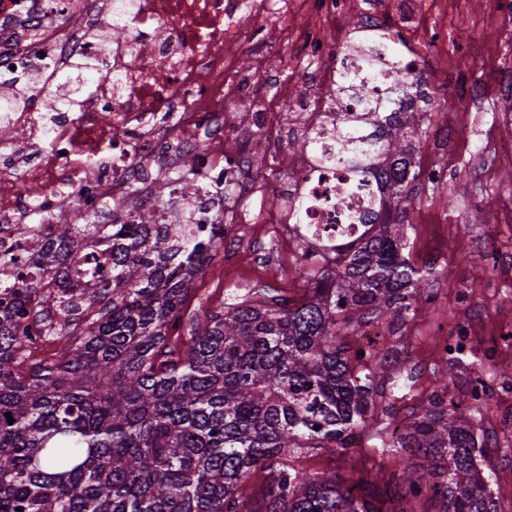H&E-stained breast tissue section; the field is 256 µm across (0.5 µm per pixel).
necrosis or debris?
<instances>
[{
  "mask_svg": "<svg viewBox=\"0 0 512 512\" xmlns=\"http://www.w3.org/2000/svg\"><path fill=\"white\" fill-rule=\"evenodd\" d=\"M344 0H0V250L16 255L20 269L0 272V288L17 272L36 273L42 263L36 241L55 225L72 222L56 198L77 194L84 212L134 224L143 211L157 224L184 212L195 224L224 227V251L234 260L242 241L235 208L222 206L225 186L237 201L255 194L245 178L252 165L241 153L226 160L225 146L238 139L236 114L245 94L258 95L252 123L264 127L280 117V146L300 133L304 121L321 130V144L335 149L332 103L288 88L281 74L253 78L240 73L224 50L226 32L248 41L268 19H277L274 48L283 68L332 58L335 31L309 33L294 20L311 9L333 16ZM115 25L128 31L123 42L92 40L94 31ZM107 57L110 67L92 87L70 88L73 106L48 111L40 89L69 73L78 57ZM125 135L113 136L115 126ZM24 129L21 139L6 135ZM201 154L205 177L192 201L173 195L157 206L145 183L150 164H164L175 152ZM281 185L283 205L272 222L295 237L310 225L321 240L365 209L366 200L348 195L336 201L342 172L319 166L306 155L288 162ZM132 185L140 194H129Z\"/></svg>",
  "mask_w": 512,
  "mask_h": 512,
  "instance_id": "obj_1",
  "label": "necrosis or debris"
}]
</instances>
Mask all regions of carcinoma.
Masks as SVG:
<instances>
[{
  "instance_id": "1",
  "label": "carcinoma",
  "mask_w": 512,
  "mask_h": 512,
  "mask_svg": "<svg viewBox=\"0 0 512 512\" xmlns=\"http://www.w3.org/2000/svg\"><path fill=\"white\" fill-rule=\"evenodd\" d=\"M339 54L328 97L335 112L336 153L319 152L316 135L288 138L291 154H318L349 174L336 192L369 195L356 240L309 248L306 292L291 302L274 288L186 315L196 280L224 245V225L206 235L195 224L55 225L41 245L36 276L17 275L0 290V512H502L488 486L478 439L463 408L440 396L396 439L421 454L422 471L403 465V492L375 504L362 476L340 480L292 465L303 449L348 453L352 435L374 427L376 398L391 377L389 350H351L341 338L366 320L390 325L421 299L424 271L404 255V226L416 200V156L433 114V91L405 71L384 34L357 22ZM379 71L382 85L371 89ZM87 85L105 60L77 64ZM424 104L415 112L411 98ZM203 176L199 157L176 170L181 196L193 199ZM105 242L112 263L73 282L82 248ZM186 318L183 350L169 349V323ZM56 343L53 361L27 364L41 340ZM469 354L447 359L440 390L448 394ZM473 393L487 392L485 371ZM14 423H9L7 414ZM266 472V496L242 499L240 487Z\"/></svg>"
}]
</instances>
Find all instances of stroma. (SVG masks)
Instances as JSON below:
<instances>
[{
    "label": "stroma",
    "instance_id": "obj_1",
    "mask_svg": "<svg viewBox=\"0 0 512 512\" xmlns=\"http://www.w3.org/2000/svg\"><path fill=\"white\" fill-rule=\"evenodd\" d=\"M400 34L420 51L425 75L438 91L442 110L433 125L448 126L453 133L445 153L431 140L423 142L417 163L439 170L441 178L420 181L407 229L410 260L432 271L427 286L435 300L416 303L401 330L381 327L382 344L395 335L402 341L396 372L413 376L410 388L379 398L375 416L385 428L383 436L361 438L344 457L306 449L294 458L296 468L310 473L342 478L364 470L379 493L393 483L401 457L391 429L412 422L436 390L447 369L440 346L448 336L463 324H475L477 355L492 348L499 365L512 366V345L498 332L500 320L512 317V282L499 280L494 265L495 259H512V183L507 180L512 164L480 151L486 139H512V127L498 123L499 86L512 72V18L498 13L496 0H468L461 11L452 0H421L416 26ZM278 37L277 28L267 26L241 47L237 62L242 70L259 75L277 68L280 60L271 46ZM253 175L262 191L250 201L239 226L246 252L231 267L225 266L223 254L213 257L185 303L187 312L220 309L261 285L294 301L304 295L301 241L251 221L254 214L269 216L280 208L282 168L266 163ZM443 270L449 278H440Z\"/></svg>",
    "mask_w": 512,
    "mask_h": 512
}]
</instances>
